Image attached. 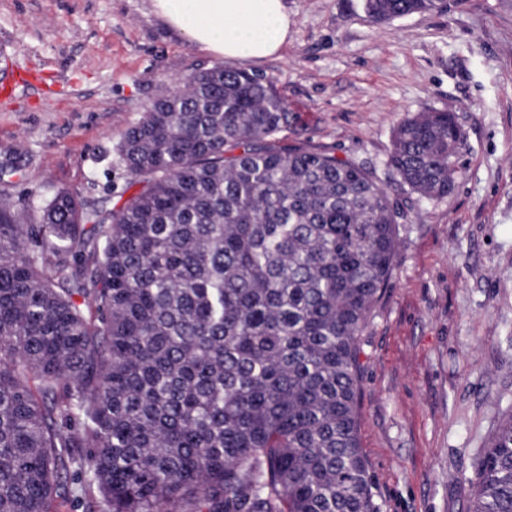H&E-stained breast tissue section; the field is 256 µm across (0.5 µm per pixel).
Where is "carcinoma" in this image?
Segmentation results:
<instances>
[{
    "mask_svg": "<svg viewBox=\"0 0 512 512\" xmlns=\"http://www.w3.org/2000/svg\"><path fill=\"white\" fill-rule=\"evenodd\" d=\"M374 23L436 0H368ZM293 113L238 66L162 93L118 153L120 207L0 198V512H380L359 439L358 340L403 202L373 173L282 146ZM466 138L418 112L388 165L451 195ZM470 512H512V415Z\"/></svg>",
    "mask_w": 512,
    "mask_h": 512,
    "instance_id": "carcinoma-1",
    "label": "carcinoma"
}]
</instances>
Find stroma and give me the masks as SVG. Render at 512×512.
I'll list each match as a JSON object with an SVG mask.
<instances>
[{"mask_svg":"<svg viewBox=\"0 0 512 512\" xmlns=\"http://www.w3.org/2000/svg\"><path fill=\"white\" fill-rule=\"evenodd\" d=\"M288 41L250 72L296 122L288 145L365 164L410 198L392 275L359 339L360 441L380 512H465L484 443L512 413V0H444L388 24L362 0H285ZM150 0H0V197L67 190L121 206L125 130L162 83L219 65ZM452 110L466 134L453 195H409L386 166L407 116Z\"/></svg>","mask_w":512,"mask_h":512,"instance_id":"1","label":"stroma"}]
</instances>
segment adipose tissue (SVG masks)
Listing matches in <instances>:
<instances>
[{
	"label": "adipose tissue",
	"instance_id": "adipose-tissue-1",
	"mask_svg": "<svg viewBox=\"0 0 512 512\" xmlns=\"http://www.w3.org/2000/svg\"><path fill=\"white\" fill-rule=\"evenodd\" d=\"M165 23L200 50L235 65L280 52L290 20L284 0H151Z\"/></svg>",
	"mask_w": 512,
	"mask_h": 512
}]
</instances>
